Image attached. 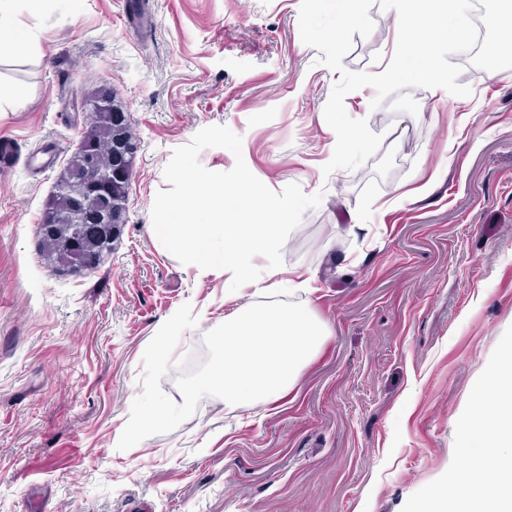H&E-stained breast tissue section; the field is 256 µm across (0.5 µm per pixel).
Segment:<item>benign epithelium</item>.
<instances>
[{
    "label": "benign epithelium",
    "mask_w": 512,
    "mask_h": 512,
    "mask_svg": "<svg viewBox=\"0 0 512 512\" xmlns=\"http://www.w3.org/2000/svg\"><path fill=\"white\" fill-rule=\"evenodd\" d=\"M91 125L81 144L74 174L60 187L68 209L67 221L52 212L39 225V234H55L64 224H78L68 230L57 260L67 267H78L92 259L100 245L115 241L126 224L127 186L132 174L138 143L128 135L127 116L106 93L90 103ZM109 146L108 164L103 166L97 144Z\"/></svg>",
    "instance_id": "benign-epithelium-1"
}]
</instances>
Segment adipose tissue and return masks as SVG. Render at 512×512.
Listing matches in <instances>:
<instances>
[{
    "label": "adipose tissue",
    "mask_w": 512,
    "mask_h": 512,
    "mask_svg": "<svg viewBox=\"0 0 512 512\" xmlns=\"http://www.w3.org/2000/svg\"><path fill=\"white\" fill-rule=\"evenodd\" d=\"M462 446L476 449L477 463L432 487L417 512H478L484 505L494 512H512V345L479 381L474 409L461 419ZM501 473L499 483H487L482 472Z\"/></svg>",
    "instance_id": "adipose-tissue-1"
}]
</instances>
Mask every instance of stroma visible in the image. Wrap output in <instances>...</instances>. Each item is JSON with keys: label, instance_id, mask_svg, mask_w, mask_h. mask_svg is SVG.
I'll return each mask as SVG.
<instances>
[{"label": "stroma", "instance_id": "obj_1", "mask_svg": "<svg viewBox=\"0 0 512 512\" xmlns=\"http://www.w3.org/2000/svg\"><path fill=\"white\" fill-rule=\"evenodd\" d=\"M301 0L16 2L27 48L0 61V512H414L474 464L458 422L512 342V69L464 66L472 93L406 87L348 115L383 134L324 175L339 75L299 32ZM342 60L383 72L398 20L372 7ZM109 92L140 145L126 224L94 267L46 256L38 224ZM242 135L268 188L322 193L283 249L327 337L300 385L233 414L215 397L174 431L118 450L143 354L183 304L205 312L177 356L206 360L226 277H197L147 226L173 150L202 128ZM353 266L337 273L343 261Z\"/></svg>", "mask_w": 512, "mask_h": 512}]
</instances>
